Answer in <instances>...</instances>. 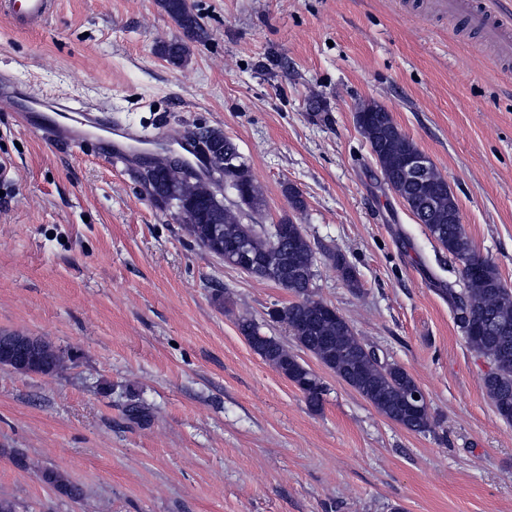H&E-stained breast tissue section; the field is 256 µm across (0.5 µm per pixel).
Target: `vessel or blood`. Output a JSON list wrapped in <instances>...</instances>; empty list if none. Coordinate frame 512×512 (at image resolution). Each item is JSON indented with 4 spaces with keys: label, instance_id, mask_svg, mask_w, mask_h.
I'll list each match as a JSON object with an SVG mask.
<instances>
[{
    "label": "vessel or blood",
    "instance_id": "b4317fda",
    "mask_svg": "<svg viewBox=\"0 0 512 512\" xmlns=\"http://www.w3.org/2000/svg\"><path fill=\"white\" fill-rule=\"evenodd\" d=\"M55 6L56 0H0V14L25 29L44 22ZM434 6L439 12L466 19L469 26L480 30L496 46L501 57L512 58V13L489 8L486 0H435ZM0 100L15 111L20 122L54 145L69 147L108 127L107 120L91 110H77L39 96L4 77L0 78Z\"/></svg>",
    "mask_w": 512,
    "mask_h": 512
}]
</instances>
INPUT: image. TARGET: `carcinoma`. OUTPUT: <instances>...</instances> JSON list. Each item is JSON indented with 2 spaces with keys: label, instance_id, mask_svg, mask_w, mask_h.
Listing matches in <instances>:
<instances>
[{
  "label": "carcinoma",
  "instance_id": "cac0c4a2",
  "mask_svg": "<svg viewBox=\"0 0 512 512\" xmlns=\"http://www.w3.org/2000/svg\"><path fill=\"white\" fill-rule=\"evenodd\" d=\"M159 3L183 33L182 38L162 44L159 54L173 65H182L189 56L188 42L204 39L206 31L188 0ZM356 123L371 151L377 154L386 183L406 200L413 214L448 254L461 262L463 288L457 290L450 284L441 292L451 300L467 345L489 361L490 369L483 377L484 389L498 415L512 423V289L505 285L494 265L475 253L463 224L455 221L457 200L437 169L430 168L428 183L423 186L401 180L402 166L417 145L399 130L391 113L368 105L356 113ZM208 132V148L216 165L222 167L224 157L238 153L239 149L223 130L210 128ZM156 165L166 171L165 176L140 175L147 197L175 209L193 239L210 252L230 255L235 247L244 246L253 261L254 277L272 282L294 296L272 319L285 324L301 348L390 420L416 433L431 428L429 407L415 411L408 408L410 393L417 389L411 375L369 348L336 309L314 298L311 282L315 251L301 225L282 220L288 237L278 239L265 224L242 223L224 204V195L211 179L173 171L164 166L162 158L157 159ZM230 178L231 181L224 182V191L261 212L263 192L254 182L249 166L242 164ZM328 258L348 287L359 288L355 269L342 255L330 252ZM238 329L254 352L298 387L311 409L322 408L326 387L316 373L277 339L259 338L260 328L254 321L242 318ZM64 367L60 351L41 340L39 360L30 371L52 374ZM41 479L64 495H81V489L58 471L45 470Z\"/></svg>",
  "mask_w": 512,
  "mask_h": 512
}]
</instances>
